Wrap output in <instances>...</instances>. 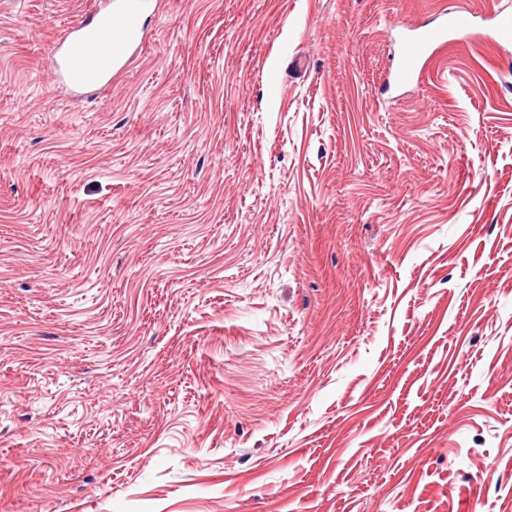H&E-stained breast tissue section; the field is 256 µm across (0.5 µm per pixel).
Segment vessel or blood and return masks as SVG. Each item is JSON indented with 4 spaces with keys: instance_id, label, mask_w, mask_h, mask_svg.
I'll list each match as a JSON object with an SVG mask.
<instances>
[{
    "instance_id": "obj_1",
    "label": "vessel or blood",
    "mask_w": 512,
    "mask_h": 512,
    "mask_svg": "<svg viewBox=\"0 0 512 512\" xmlns=\"http://www.w3.org/2000/svg\"><path fill=\"white\" fill-rule=\"evenodd\" d=\"M146 4L147 0H104L88 11L53 49L59 80L92 92L111 86L113 71L125 66L143 42L140 16ZM470 25V13L459 10L449 14L446 23L406 39L388 73L389 81L410 82L450 34L466 33Z\"/></svg>"
}]
</instances>
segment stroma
<instances>
[{"label": "stroma", "mask_w": 512, "mask_h": 512, "mask_svg": "<svg viewBox=\"0 0 512 512\" xmlns=\"http://www.w3.org/2000/svg\"><path fill=\"white\" fill-rule=\"evenodd\" d=\"M93 4L0 0V512H512V0H151L79 98ZM147 1L106 0L88 11L53 48L59 80L90 92L111 86L113 71L121 70L143 42L140 16ZM471 25L470 12L457 10L448 14V21L438 26L423 29L405 40L395 65L389 70L387 83L410 82L426 60L448 42L451 33L465 34Z\"/></svg>", "instance_id": "35a3bbf8"}]
</instances>
